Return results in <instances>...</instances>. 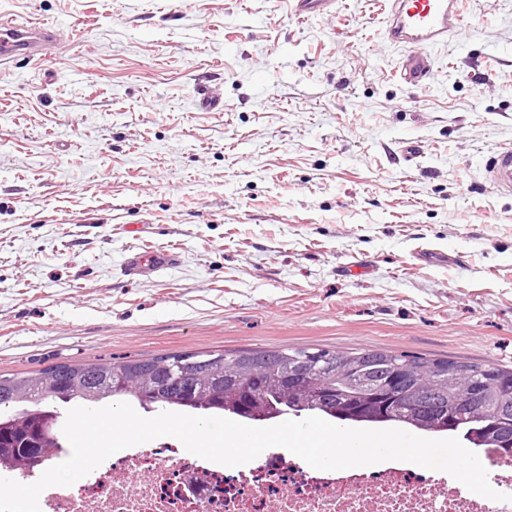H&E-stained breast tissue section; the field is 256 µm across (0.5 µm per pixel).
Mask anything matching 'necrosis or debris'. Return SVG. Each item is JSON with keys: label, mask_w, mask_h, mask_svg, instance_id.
<instances>
[{"label": "necrosis or debris", "mask_w": 512, "mask_h": 512, "mask_svg": "<svg viewBox=\"0 0 512 512\" xmlns=\"http://www.w3.org/2000/svg\"><path fill=\"white\" fill-rule=\"evenodd\" d=\"M41 512H512L446 477L400 465L320 471L273 452L227 468L168 440L109 457L72 487L52 486Z\"/></svg>", "instance_id": "obj_1"}]
</instances>
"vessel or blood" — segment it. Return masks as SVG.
<instances>
[{
  "label": "vessel or blood",
  "instance_id": "vessel-or-blood-1",
  "mask_svg": "<svg viewBox=\"0 0 512 512\" xmlns=\"http://www.w3.org/2000/svg\"><path fill=\"white\" fill-rule=\"evenodd\" d=\"M297 17L329 15L335 0H292ZM460 0H387L386 35L404 50L396 71L400 80L411 86L432 82L437 75L436 48L460 40L466 34ZM57 39L53 27L42 24L20 26L12 21L0 22V62L20 58L37 62L47 55ZM483 181L496 193L512 194V145L493 151L482 169ZM176 258L167 252L130 253L124 261L127 276L135 278L157 273L173 266Z\"/></svg>",
  "mask_w": 512,
  "mask_h": 512
}]
</instances>
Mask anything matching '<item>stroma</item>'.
Listing matches in <instances>:
<instances>
[{"label":"stroma","instance_id":"obj_1","mask_svg":"<svg viewBox=\"0 0 512 512\" xmlns=\"http://www.w3.org/2000/svg\"><path fill=\"white\" fill-rule=\"evenodd\" d=\"M462 10L410 86L385 0H0L64 40L0 66V374L287 347L512 367V196L481 177L512 145V0ZM293 13L297 17H306L311 14H324L332 16L335 12L334 0H291ZM177 262L176 257L169 252H157L154 254L129 253L124 261V271L131 279L157 273L173 266Z\"/></svg>","mask_w":512,"mask_h":512}]
</instances>
